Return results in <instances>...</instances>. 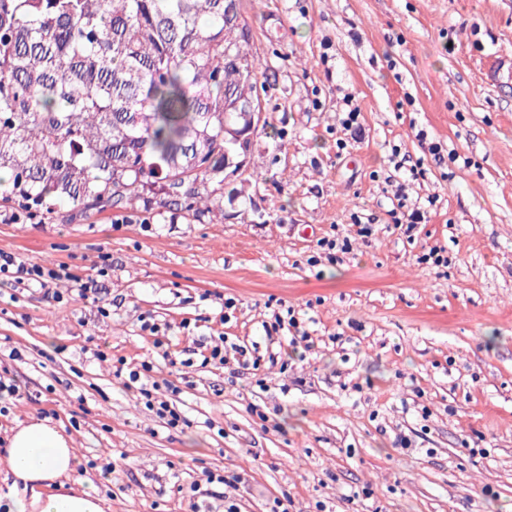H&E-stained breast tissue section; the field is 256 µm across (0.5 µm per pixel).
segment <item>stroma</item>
<instances>
[{
	"label": "stroma",
	"instance_id": "1",
	"mask_svg": "<svg viewBox=\"0 0 512 512\" xmlns=\"http://www.w3.org/2000/svg\"><path fill=\"white\" fill-rule=\"evenodd\" d=\"M241 14L269 125L221 213L59 201L40 223L0 222V250L65 269L45 290L0 284V375L21 387L0 416V495L11 430L36 416L72 438L104 512H189L193 483L203 512L283 496L289 512H512V73L486 76L512 55V0H241ZM401 204L424 213L411 242ZM323 236L350 248L308 266ZM435 245L447 266L422 263ZM271 299L298 327L266 335ZM144 316L192 366L163 359ZM224 337L258 368L200 367ZM144 359L188 426L167 430L115 378Z\"/></svg>",
	"mask_w": 512,
	"mask_h": 512
}]
</instances>
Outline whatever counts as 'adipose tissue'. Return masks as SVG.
<instances>
[{
	"label": "adipose tissue",
	"instance_id": "1",
	"mask_svg": "<svg viewBox=\"0 0 512 512\" xmlns=\"http://www.w3.org/2000/svg\"><path fill=\"white\" fill-rule=\"evenodd\" d=\"M6 452L9 512H103L98 492L76 477L71 438L49 420L18 425Z\"/></svg>",
	"mask_w": 512,
	"mask_h": 512
}]
</instances>
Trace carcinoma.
<instances>
[{
	"label": "carcinoma",
	"instance_id": "1",
	"mask_svg": "<svg viewBox=\"0 0 512 512\" xmlns=\"http://www.w3.org/2000/svg\"><path fill=\"white\" fill-rule=\"evenodd\" d=\"M227 0H0V170L10 201L84 214L220 208L224 128L258 101ZM245 62L226 66L228 57ZM167 188L143 195V182Z\"/></svg>",
	"mask_w": 512,
	"mask_h": 512
}]
</instances>
